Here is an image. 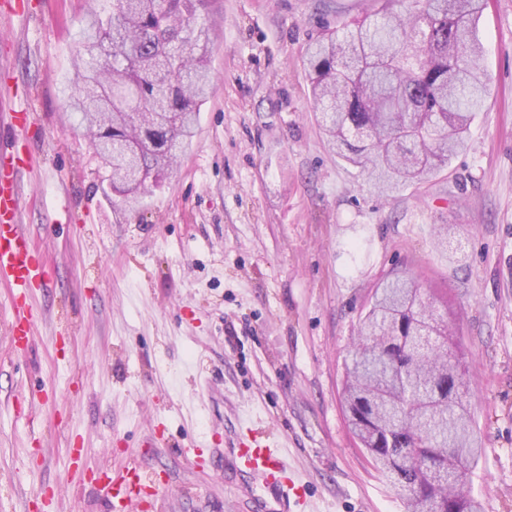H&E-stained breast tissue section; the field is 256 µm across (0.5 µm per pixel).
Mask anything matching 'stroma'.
<instances>
[{
    "instance_id": "1",
    "label": "stroma",
    "mask_w": 512,
    "mask_h": 512,
    "mask_svg": "<svg viewBox=\"0 0 512 512\" xmlns=\"http://www.w3.org/2000/svg\"><path fill=\"white\" fill-rule=\"evenodd\" d=\"M18 2L0 12V113L34 123L0 120V144L30 159L22 222L51 282L30 350L0 335V512H109L95 475L131 460L164 482L125 512H268L233 453L252 420L305 485L306 512H408L342 402L360 318L397 272L458 310L483 448L466 482L481 512H512V0H487L478 22L491 92L465 150L390 197L330 152L303 64L372 0H207L208 98L134 208L67 119L84 0ZM444 224L458 250L441 247ZM191 440L201 465L181 454Z\"/></svg>"
}]
</instances>
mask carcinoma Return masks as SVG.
<instances>
[{"mask_svg": "<svg viewBox=\"0 0 512 512\" xmlns=\"http://www.w3.org/2000/svg\"><path fill=\"white\" fill-rule=\"evenodd\" d=\"M206 0H91L81 44L112 51V76L77 52L69 107L103 160L112 191L135 204L164 179L194 134L212 83ZM391 6L326 30L305 58L323 129L345 161L383 194L447 166L489 90L477 25L484 0H388ZM415 279L376 289L364 336L345 365L353 432L379 473L440 512H479L454 462L479 444L464 403V354L426 326Z\"/></svg>", "mask_w": 512, "mask_h": 512, "instance_id": "1", "label": "carcinoma"}]
</instances>
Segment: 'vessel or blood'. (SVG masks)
Masks as SVG:
<instances>
[{
  "instance_id": "1",
  "label": "vessel or blood",
  "mask_w": 512,
  "mask_h": 512,
  "mask_svg": "<svg viewBox=\"0 0 512 512\" xmlns=\"http://www.w3.org/2000/svg\"><path fill=\"white\" fill-rule=\"evenodd\" d=\"M20 174L19 166L0 158V279L11 291L13 313L7 338L15 350L24 351L32 341L33 290L41 278L44 263L31 233L19 222ZM238 457L248 474L278 493L284 512L305 504L304 489L296 483L287 459L260 429H253L249 438L240 442ZM97 479L111 490L116 503L156 487L155 481L147 479L135 463L111 473H99Z\"/></svg>"
}]
</instances>
